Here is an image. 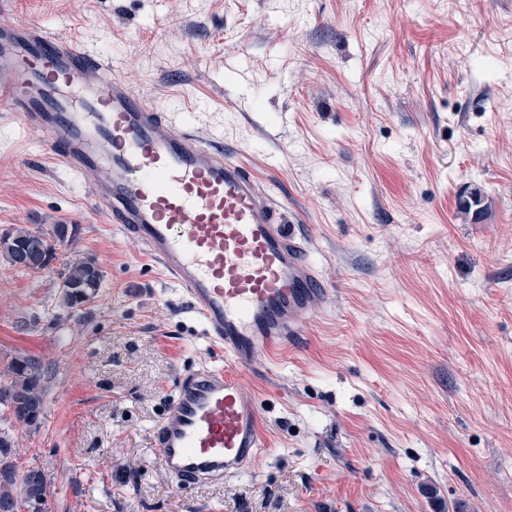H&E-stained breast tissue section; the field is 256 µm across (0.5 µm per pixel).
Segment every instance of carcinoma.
Masks as SVG:
<instances>
[{"label":"carcinoma","mask_w":512,"mask_h":512,"mask_svg":"<svg viewBox=\"0 0 512 512\" xmlns=\"http://www.w3.org/2000/svg\"><path fill=\"white\" fill-rule=\"evenodd\" d=\"M459 208L481 220L487 210L481 189L464 192ZM76 232L77 226L67 224L56 225L52 238L24 227L6 230L0 233V255L15 268L43 270L54 259L56 245L74 241ZM59 279L61 305L76 314L101 288L102 273L97 262L87 257L70 264ZM43 381L44 366L39 359L16 355L8 364L6 379L0 382V407L10 410L16 423L37 427L46 397ZM13 447L9 432L0 429V512H47V475L35 467L18 475Z\"/></svg>","instance_id":"1"}]
</instances>
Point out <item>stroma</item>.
<instances>
[{
  "label": "stroma",
  "mask_w": 512,
  "mask_h": 512,
  "mask_svg": "<svg viewBox=\"0 0 512 512\" xmlns=\"http://www.w3.org/2000/svg\"><path fill=\"white\" fill-rule=\"evenodd\" d=\"M24 22L244 150L330 293L247 375L252 467L178 484L155 432L179 377L224 360L87 177L0 117V232L78 227L47 269L0 258V368L36 357L47 387L38 427H0L48 512H512V0H0ZM81 257L103 280L74 316L58 275ZM459 208L467 214H472L474 221L483 218L488 206L485 205V197L479 188L465 191L459 198Z\"/></svg>",
  "instance_id": "35a3bbf8"
}]
</instances>
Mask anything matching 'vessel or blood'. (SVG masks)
<instances>
[{"label":"vessel or blood","mask_w":512,"mask_h":512,"mask_svg":"<svg viewBox=\"0 0 512 512\" xmlns=\"http://www.w3.org/2000/svg\"><path fill=\"white\" fill-rule=\"evenodd\" d=\"M0 110L92 176L104 222L159 261L224 355L181 375L156 439L162 471L183 484L239 476L266 445L245 372L303 335L327 298L306 236L244 158L174 128L77 37L1 26Z\"/></svg>","instance_id":"vessel-or-blood-1"}]
</instances>
